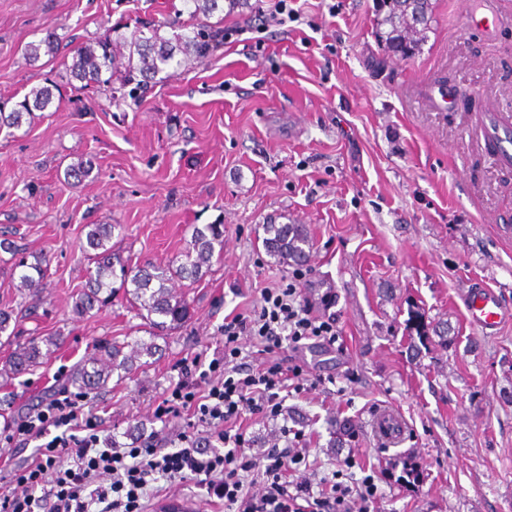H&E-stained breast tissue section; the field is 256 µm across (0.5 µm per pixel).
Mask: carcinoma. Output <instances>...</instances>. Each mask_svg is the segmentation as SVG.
<instances>
[{
  "label": "carcinoma",
  "instance_id": "obj_1",
  "mask_svg": "<svg viewBox=\"0 0 512 512\" xmlns=\"http://www.w3.org/2000/svg\"><path fill=\"white\" fill-rule=\"evenodd\" d=\"M195 23L190 32L164 38L154 24L133 27L130 39L116 42L108 36L98 37L80 47L71 66L73 77L84 83V87H98L110 92L113 100L125 96L123 89L136 83L141 88L155 77L176 64L193 67L201 64L209 52L220 41L219 28L210 24V15L219 9L221 0H183ZM384 16L380 25L390 26L387 32L379 33L378 40L385 48L402 56L415 51L419 41L432 22L430 0H379ZM50 53L55 49L54 36L49 35L39 43H31L24 50L25 59L35 63L40 58L41 48ZM140 79H135V76ZM53 99L47 86L34 87L19 102L18 108L9 113L0 111V129L19 128L23 120L35 119V112L45 110ZM93 160H81L69 167L66 175L80 180L90 175ZM113 224H93L86 235L87 260L94 265L84 285L78 290L72 313L83 319L96 308L112 302L117 293L129 303L136 316L144 320L150 341L107 340L92 346L93 353L78 363L66 380L76 389V396L83 397L103 388L112 374L118 370L127 373L150 365L149 359L161 348L156 340L168 332L184 326L191 317L190 303L186 294L176 289V284L189 281L195 283L211 271L214 255L224 253V225L205 224L193 227L187 241L183 259L176 265L159 266L131 265L115 257L112 251ZM262 245L266 252L284 263L301 264L307 260L312 247L311 239L301 224H265ZM0 250L11 254L15 261L11 271L18 273V291L26 292L32 303H37L40 290L45 286L48 265L42 255L20 254V248L9 238L0 240ZM119 286H114V283ZM409 329L421 339L429 333L438 336L443 345H448V325H432L425 312L410 311ZM53 337L43 340L30 337L16 342L9 358L0 365V377L11 379L31 371L45 363L59 348Z\"/></svg>",
  "mask_w": 512,
  "mask_h": 512
}]
</instances>
